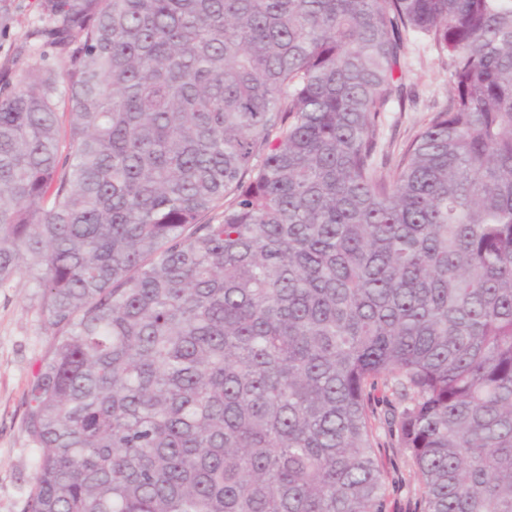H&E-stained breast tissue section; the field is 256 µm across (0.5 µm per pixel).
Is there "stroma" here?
<instances>
[{"mask_svg": "<svg viewBox=\"0 0 512 512\" xmlns=\"http://www.w3.org/2000/svg\"><path fill=\"white\" fill-rule=\"evenodd\" d=\"M39 0H11L7 29L0 33V77L55 65L52 51L31 33L39 24ZM405 111L391 110L378 130L380 163H392L400 148L448 103L449 71L425 41L409 39L404 58ZM54 331L42 316L34 276L24 271L0 288V512H27L34 489L36 450L25 414L28 392ZM381 460L390 473L388 512H411L417 480L408 459L380 428Z\"/></svg>", "mask_w": 512, "mask_h": 512, "instance_id": "obj_1", "label": "stroma"}]
</instances>
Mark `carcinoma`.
I'll list each match as a JSON object with an SVG mask.
<instances>
[{
    "instance_id": "1",
    "label": "carcinoma",
    "mask_w": 512,
    "mask_h": 512,
    "mask_svg": "<svg viewBox=\"0 0 512 512\" xmlns=\"http://www.w3.org/2000/svg\"><path fill=\"white\" fill-rule=\"evenodd\" d=\"M40 9L61 72L0 83V286L55 328L27 512H387L381 422L414 512H512V0ZM412 34L448 105L383 175Z\"/></svg>"
}]
</instances>
